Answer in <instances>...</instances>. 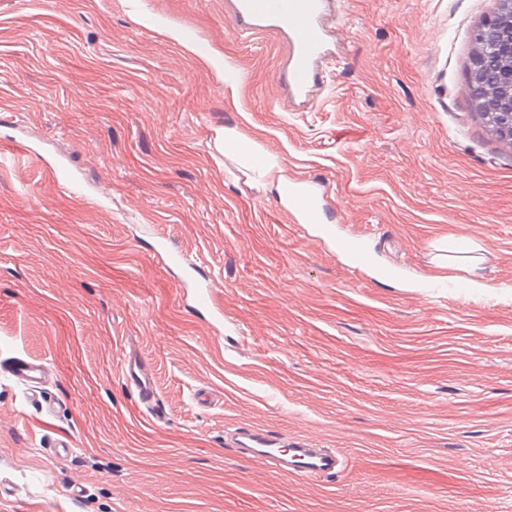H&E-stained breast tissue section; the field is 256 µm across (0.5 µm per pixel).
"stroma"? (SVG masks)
<instances>
[{"instance_id":"1","label":"stroma","mask_w":512,"mask_h":512,"mask_svg":"<svg viewBox=\"0 0 512 512\" xmlns=\"http://www.w3.org/2000/svg\"><path fill=\"white\" fill-rule=\"evenodd\" d=\"M494 7L346 0L329 88L293 112L283 42L242 39L225 0H0V361L45 360L61 400L45 417L0 372V481L21 489L0 512H512V144L465 96ZM298 176L372 266L297 223ZM160 231L221 281L223 323L186 307ZM452 235L479 245L481 291L423 287ZM132 343L165 422L121 378ZM241 426L342 465L239 457Z\"/></svg>"}]
</instances>
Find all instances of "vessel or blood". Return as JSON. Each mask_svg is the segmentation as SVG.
<instances>
[{"mask_svg":"<svg viewBox=\"0 0 512 512\" xmlns=\"http://www.w3.org/2000/svg\"><path fill=\"white\" fill-rule=\"evenodd\" d=\"M342 0H227V16L243 38L262 33L280 37L287 50L275 74V80L287 101L304 106L327 82L323 63L327 56L326 39L336 26ZM283 194L299 223H321L326 209L323 194L307 179H292ZM219 283L205 277L193 284V300L214 316H222L218 304ZM8 374L30 387L51 378L48 365L23 356L13 358ZM121 377L154 421H162L165 410L158 403L152 364L134 351L121 362ZM230 443L247 458L264 461L284 473L306 477L335 474L338 460L327 448H317L300 439L284 442L268 431L243 427L234 432Z\"/></svg>","mask_w":512,"mask_h":512,"instance_id":"b4317fda","label":"vessel or blood"}]
</instances>
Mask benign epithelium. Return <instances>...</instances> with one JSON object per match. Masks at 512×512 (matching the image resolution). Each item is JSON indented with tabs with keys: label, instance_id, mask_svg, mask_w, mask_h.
Here are the masks:
<instances>
[{
	"label": "benign epithelium",
	"instance_id": "7a95c632",
	"mask_svg": "<svg viewBox=\"0 0 512 512\" xmlns=\"http://www.w3.org/2000/svg\"><path fill=\"white\" fill-rule=\"evenodd\" d=\"M497 9L485 23L478 26L470 79L480 76L485 46L480 34L490 26L498 29L500 51L496 55L494 79L485 87L484 95L470 101L472 109L480 114L497 138L512 142V0H496Z\"/></svg>",
	"mask_w": 512,
	"mask_h": 512
}]
</instances>
